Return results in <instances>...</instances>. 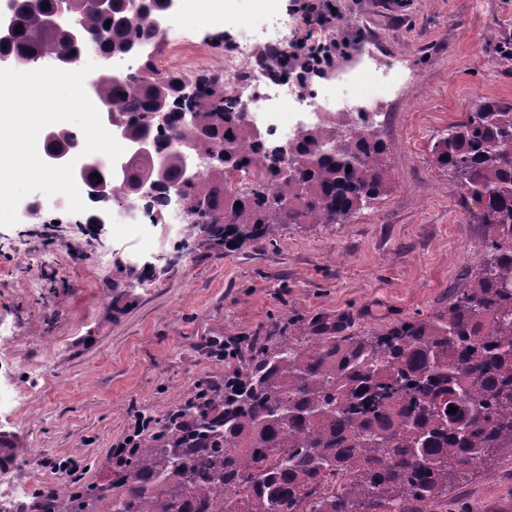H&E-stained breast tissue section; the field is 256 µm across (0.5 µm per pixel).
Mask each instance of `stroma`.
<instances>
[{"instance_id": "stroma-1", "label": "stroma", "mask_w": 512, "mask_h": 512, "mask_svg": "<svg viewBox=\"0 0 512 512\" xmlns=\"http://www.w3.org/2000/svg\"><path fill=\"white\" fill-rule=\"evenodd\" d=\"M307 4L323 23L306 19ZM194 8L196 17L175 13L164 32L211 46L214 72L232 70L244 40L267 52L273 32L299 55L330 48L311 91L366 67L402 72L396 94L367 103L393 179L346 223L279 226L147 279L145 264L156 266L178 238L167 224L114 223L111 204L73 213L46 196L39 215L22 211L0 227V347L13 358L0 385L19 389L0 406V431L23 434L31 448L0 470L11 512H34L51 463L95 481L134 416L162 417L200 380H223L235 361L210 358L209 342L276 336L292 321L379 333L447 305L484 258L481 230L431 147L480 100L512 103V0H270L230 23L220 0ZM36 368L44 380L28 386ZM453 495L468 512H504L512 457L475 468Z\"/></svg>"}]
</instances>
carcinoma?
Masks as SVG:
<instances>
[{
	"label": "carcinoma",
	"instance_id": "carcinoma-1",
	"mask_svg": "<svg viewBox=\"0 0 512 512\" xmlns=\"http://www.w3.org/2000/svg\"><path fill=\"white\" fill-rule=\"evenodd\" d=\"M9 2L11 23L22 27L5 39L16 67L46 55L75 60L88 47L162 49L156 20L169 0H114L107 15L90 0ZM62 2L87 43L46 24ZM268 58L283 76L298 60L286 47ZM142 65L139 75L99 81L93 94L125 138L147 136L164 155L160 177L151 160H127L123 183L143 187L128 200L159 213L177 194L189 206L171 254L178 261L188 245L232 250L276 225L343 224L392 178L366 112L358 113L367 129L358 139L344 113L306 128L291 152L255 132L224 75L159 73L150 57ZM157 112L166 114L162 126ZM173 139L208 157L204 174L184 179ZM82 150L71 128L42 141L45 156ZM432 156L468 223L481 228L485 252L447 306L371 336H310L289 325L288 335L241 355L234 389L198 384L197 396L122 450L106 481L72 483L60 498L47 488L38 512H448L470 460L512 451V103L475 104ZM85 159L80 178L102 202L94 193L113 182L112 162ZM238 168L264 179L233 189L227 175Z\"/></svg>",
	"mask_w": 512,
	"mask_h": 512
}]
</instances>
